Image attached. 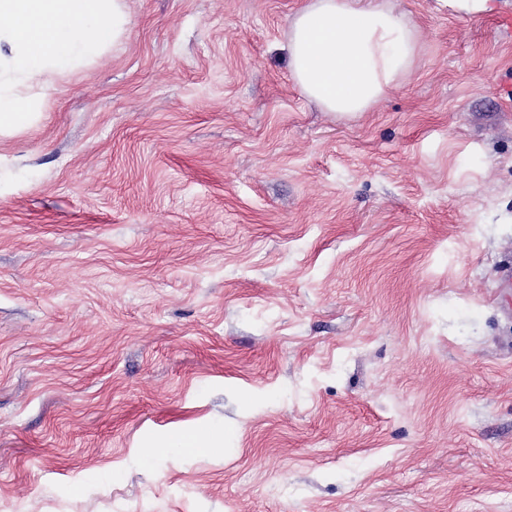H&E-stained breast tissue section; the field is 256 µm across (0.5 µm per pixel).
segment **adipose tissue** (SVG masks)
<instances>
[{
  "label": "adipose tissue",
  "instance_id": "adipose-tissue-1",
  "mask_svg": "<svg viewBox=\"0 0 512 512\" xmlns=\"http://www.w3.org/2000/svg\"><path fill=\"white\" fill-rule=\"evenodd\" d=\"M125 0H0V131L28 124L16 86L44 87L98 59L126 31ZM288 65L326 111H368L407 75L418 40L384 0H307L288 30Z\"/></svg>",
  "mask_w": 512,
  "mask_h": 512
}]
</instances>
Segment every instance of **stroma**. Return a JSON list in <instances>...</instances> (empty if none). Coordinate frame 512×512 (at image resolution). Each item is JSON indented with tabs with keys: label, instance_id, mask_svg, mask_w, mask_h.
I'll list each match as a JSON object with an SVG mask.
<instances>
[{
	"label": "stroma",
	"instance_id": "stroma-1",
	"mask_svg": "<svg viewBox=\"0 0 512 512\" xmlns=\"http://www.w3.org/2000/svg\"><path fill=\"white\" fill-rule=\"evenodd\" d=\"M305 2L126 0L0 137V512H512V0L354 116ZM173 440L184 448H207L215 453L223 451V441L203 424L193 425L190 428L175 432Z\"/></svg>",
	"mask_w": 512,
	"mask_h": 512
}]
</instances>
